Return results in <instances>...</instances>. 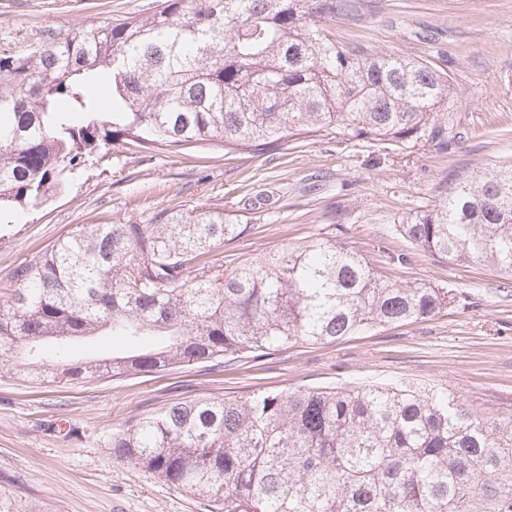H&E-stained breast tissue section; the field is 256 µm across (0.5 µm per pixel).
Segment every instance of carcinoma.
<instances>
[{
    "label": "carcinoma",
    "mask_w": 512,
    "mask_h": 512,
    "mask_svg": "<svg viewBox=\"0 0 512 512\" xmlns=\"http://www.w3.org/2000/svg\"><path fill=\"white\" fill-rule=\"evenodd\" d=\"M353 0H161L0 55V218L36 209L112 145L285 148L310 126L448 151V76L340 43L321 22ZM112 99V110L102 108ZM247 231L203 208L97 224L56 242L0 299V373L73 384L259 359L456 306L461 293L378 277L317 238L240 261L203 260ZM450 263L512 275V163L458 181L398 225ZM114 462L207 499L210 512H512V417L446 388H307L177 402L112 433ZM0 512H48L0 491Z\"/></svg>",
    "instance_id": "carcinoma-1"
}]
</instances>
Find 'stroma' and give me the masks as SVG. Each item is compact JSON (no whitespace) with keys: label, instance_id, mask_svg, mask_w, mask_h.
<instances>
[{"label":"stroma","instance_id":"stroma-1","mask_svg":"<svg viewBox=\"0 0 512 512\" xmlns=\"http://www.w3.org/2000/svg\"><path fill=\"white\" fill-rule=\"evenodd\" d=\"M154 0H0V51L24 55L86 24L150 12ZM336 40L398 53L449 75L448 151L428 138L346 140L312 128L287 150L225 154L106 147L64 192L0 222V294L16 272L79 226L148 224L207 205L248 230L211 258L235 262L333 237L383 279L456 289L464 305L331 344H297L255 362L207 363L120 379L35 384L0 377V488L53 512H207L202 498L114 463V428L183 399L259 390L415 383L450 392L493 417L512 416V277L485 264L434 258L396 232L440 204L461 176L512 160V0H365L327 21ZM269 201L247 202L246 183Z\"/></svg>","mask_w":512,"mask_h":512}]
</instances>
